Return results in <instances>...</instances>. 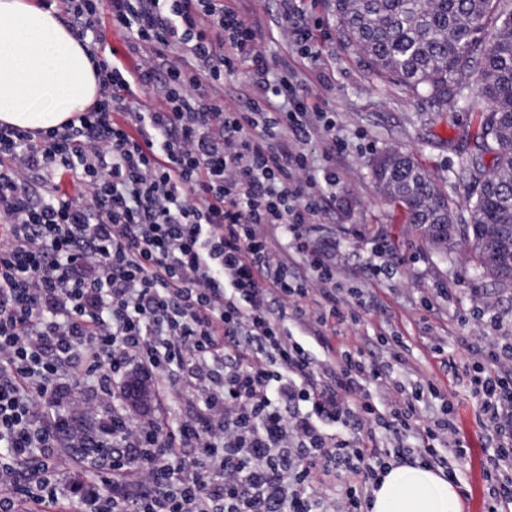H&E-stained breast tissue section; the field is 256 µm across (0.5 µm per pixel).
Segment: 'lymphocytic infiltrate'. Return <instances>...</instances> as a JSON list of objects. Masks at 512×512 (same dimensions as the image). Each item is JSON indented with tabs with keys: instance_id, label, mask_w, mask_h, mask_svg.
<instances>
[{
	"instance_id": "1",
	"label": "lymphocytic infiltrate",
	"mask_w": 512,
	"mask_h": 512,
	"mask_svg": "<svg viewBox=\"0 0 512 512\" xmlns=\"http://www.w3.org/2000/svg\"><path fill=\"white\" fill-rule=\"evenodd\" d=\"M281 2L289 51L310 58L314 25ZM40 4L90 53L99 97L46 131L0 126V512H56L68 470L82 512H368L390 463L455 476L454 417L425 413L433 382L395 389L362 348L323 363L310 351L367 308L304 233L336 174L316 175L298 140L324 136L334 154L331 123L293 69L271 66L255 25L231 0ZM107 15L136 71L107 53ZM241 74L252 95L233 106L224 80ZM470 326L468 385L496 434L488 512H505L512 344ZM128 370L156 383L185 371L186 419L169 428L118 406ZM76 393L110 446L102 487L58 443ZM387 432L418 445L385 447Z\"/></svg>"
}]
</instances>
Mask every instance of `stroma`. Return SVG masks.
Returning a JSON list of instances; mask_svg holds the SVG:
<instances>
[{"instance_id": "stroma-1", "label": "stroma", "mask_w": 512, "mask_h": 512, "mask_svg": "<svg viewBox=\"0 0 512 512\" xmlns=\"http://www.w3.org/2000/svg\"><path fill=\"white\" fill-rule=\"evenodd\" d=\"M266 39L271 63L288 62L335 124L343 154L336 160L339 180L332 197L319 202L320 222L309 238L330 254L345 286L362 291L370 306L363 323L330 336L333 347L353 343L388 364L390 381L411 388L433 381L440 390L427 414L440 416L451 406L463 448L457 486L463 512H486V459L494 442L480 422L467 386L472 358L467 350L468 327L460 318L474 304L488 306L497 321L491 336H512V289L497 288L477 274L469 249L456 246L450 259L440 258L408 224L401 207L388 202L376 187L370 161L382 150L410 149L453 202L456 221L467 215L471 192L455 172L459 157L473 147L481 115L455 104L437 105L395 85L377 84L363 59L344 48L329 0L311 8L317 19V60L308 63L289 53L283 39L279 0H237ZM387 268L374 276L373 267ZM404 337L406 363L391 361L381 337Z\"/></svg>"}]
</instances>
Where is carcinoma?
<instances>
[{"instance_id": "carcinoma-1", "label": "carcinoma", "mask_w": 512, "mask_h": 512, "mask_svg": "<svg viewBox=\"0 0 512 512\" xmlns=\"http://www.w3.org/2000/svg\"><path fill=\"white\" fill-rule=\"evenodd\" d=\"M341 44L366 59L373 79L437 103L462 99L482 114L474 151L457 176L478 191L468 201L467 239L476 270L499 254L512 224V0H332ZM375 184L401 206L425 239L452 251L448 196L413 154L384 150Z\"/></svg>"}]
</instances>
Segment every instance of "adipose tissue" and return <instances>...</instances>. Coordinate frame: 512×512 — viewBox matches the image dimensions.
Masks as SVG:
<instances>
[{"label": "adipose tissue", "mask_w": 512, "mask_h": 512, "mask_svg": "<svg viewBox=\"0 0 512 512\" xmlns=\"http://www.w3.org/2000/svg\"><path fill=\"white\" fill-rule=\"evenodd\" d=\"M98 96L95 66L60 19L31 0H0V125L53 128ZM370 512H462L461 494L442 471L401 464L373 490Z\"/></svg>", "instance_id": "ef3b65f1"}]
</instances>
